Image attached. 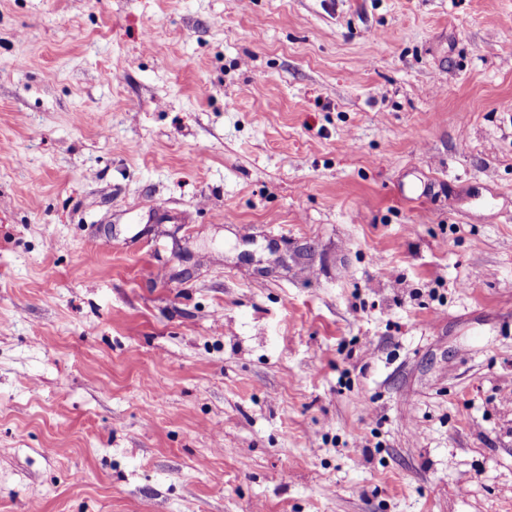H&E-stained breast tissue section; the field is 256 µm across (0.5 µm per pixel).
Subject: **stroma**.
<instances>
[{"label": "stroma", "instance_id": "35a3bbf8", "mask_svg": "<svg viewBox=\"0 0 512 512\" xmlns=\"http://www.w3.org/2000/svg\"><path fill=\"white\" fill-rule=\"evenodd\" d=\"M512 0H0V512H512Z\"/></svg>", "mask_w": 512, "mask_h": 512}]
</instances>
